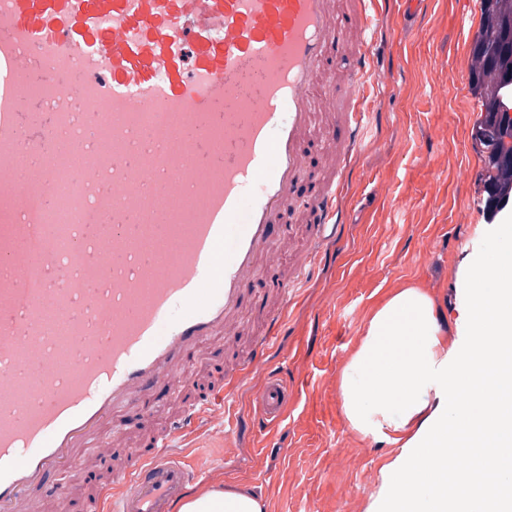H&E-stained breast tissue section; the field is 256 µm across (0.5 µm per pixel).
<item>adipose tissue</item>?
<instances>
[{"label":"adipose tissue","instance_id":"adipose-tissue-1","mask_svg":"<svg viewBox=\"0 0 512 512\" xmlns=\"http://www.w3.org/2000/svg\"><path fill=\"white\" fill-rule=\"evenodd\" d=\"M475 236L458 265L463 315L455 325L427 288L398 286L340 370L349 428L398 450L368 512H512V221L477 225ZM455 454L464 469L449 468ZM179 512L266 506L248 489L213 488Z\"/></svg>","mask_w":512,"mask_h":512}]
</instances>
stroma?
Instances as JSON below:
<instances>
[{
    "instance_id": "1",
    "label": "stroma",
    "mask_w": 512,
    "mask_h": 512,
    "mask_svg": "<svg viewBox=\"0 0 512 512\" xmlns=\"http://www.w3.org/2000/svg\"><path fill=\"white\" fill-rule=\"evenodd\" d=\"M471 67L470 50L457 51L456 68L449 71L441 63L440 50L435 49L416 61L409 83L371 86L369 94L378 98L382 113L352 160L350 221L339 226L329 242V258L318 261L291 305H284L278 286L292 273L293 255L308 249L313 241L301 215H290L289 228L276 243L281 262L262 271L260 280L246 289L249 304L237 345L217 342L208 351V377L224 376L253 336L259 335L267 314L288 307L287 335L265 351L263 368L229 401L237 426L225 433L220 425L205 423L183 443L185 460L221 470L218 481H204L202 489L215 483L246 487L264 501L266 512H367L380 486V470L396 450L362 438L349 428L341 412L339 372L388 289L412 282L424 284L437 297L447 321L460 316L456 283L449 280L448 267L458 264L472 244L476 225L486 223L487 216L482 184L473 182L469 193L458 201L468 216L467 223L449 227L446 242L407 243L408 225L436 223L441 209L412 202L401 181L394 188L401 204L396 223L378 220L364 236L360 224L371 214L374 186L363 177L381 167L389 155L401 167L419 160L425 122L411 117L412 103L426 100L430 112L460 111L470 123L480 120L476 97L448 99L432 94L435 87L451 83L454 72L467 73ZM366 254L372 262L365 267L364 276H382L383 287H343L337 278L340 264ZM281 365L290 368L288 382L296 396L279 425L267 430L254 428L258 411L250 393L260 386L267 370ZM107 432L110 454L97 457L83 451L69 468L51 473L50 481L67 484L70 496L62 500L35 493L36 512H82L85 495L104 494L112 483L113 468L144 450L151 429L145 426L131 433L116 420Z\"/></svg>"
}]
</instances>
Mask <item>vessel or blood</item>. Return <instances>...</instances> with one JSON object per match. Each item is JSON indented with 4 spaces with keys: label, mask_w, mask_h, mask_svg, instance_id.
I'll return each mask as SVG.
<instances>
[{
    "label": "vessel or blood",
    "mask_w": 512,
    "mask_h": 512,
    "mask_svg": "<svg viewBox=\"0 0 512 512\" xmlns=\"http://www.w3.org/2000/svg\"><path fill=\"white\" fill-rule=\"evenodd\" d=\"M433 3L465 43L461 0H0V512H34L36 487L65 496L51 470L81 448L107 452L108 419L156 418L212 341H234L245 288L277 262L289 210L303 208L321 242L347 223L351 159L374 116L367 85L410 74L398 41L392 67L379 68L374 21L391 9L397 27L416 24ZM331 58L345 77L324 93ZM156 112L175 124L171 145L149 134ZM320 112L334 120L321 144L332 173L303 200V145ZM64 177L77 186L66 228L77 253L52 254L31 288L23 243L45 232ZM477 177L470 166L452 183L429 163L404 169L419 198L449 200L452 224L466 223L455 202ZM319 258L297 257L284 299ZM47 313L76 341L63 376ZM285 332L284 311L270 313L223 383L113 471L107 512H179L191 487L216 477L179 456L178 442L201 422L231 424L229 397ZM150 395L155 407L141 408ZM254 398L260 426L281 422L291 399L282 373Z\"/></svg>",
    "instance_id": "b4317fda"
}]
</instances>
